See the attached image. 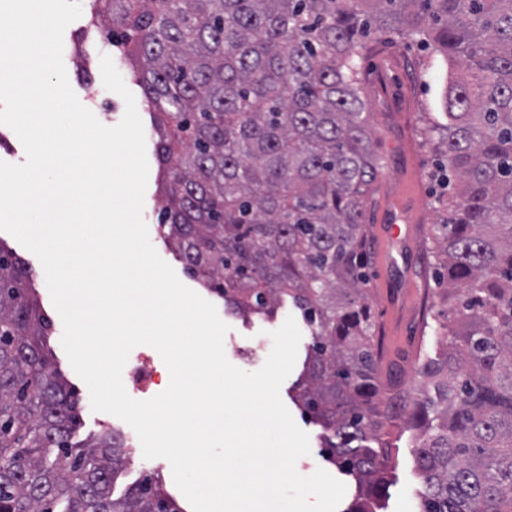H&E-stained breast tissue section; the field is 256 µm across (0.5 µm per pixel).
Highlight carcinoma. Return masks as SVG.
Masks as SVG:
<instances>
[{
  "mask_svg": "<svg viewBox=\"0 0 512 512\" xmlns=\"http://www.w3.org/2000/svg\"><path fill=\"white\" fill-rule=\"evenodd\" d=\"M101 21L154 114L159 227L188 275L244 319L300 311L292 400L355 482L347 512L379 509L394 427L365 293L384 163L355 61L371 35L448 61L443 119L423 129L443 156L431 255L448 333L405 421L420 512H512V0H93ZM50 329L0 247V512H180L149 477L114 495L123 436L72 442Z\"/></svg>",
  "mask_w": 512,
  "mask_h": 512,
  "instance_id": "1",
  "label": "carcinoma"
}]
</instances>
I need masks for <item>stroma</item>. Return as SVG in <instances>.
Returning <instances> with one entry per match:
<instances>
[{"instance_id":"1","label":"stroma","mask_w":512,"mask_h":512,"mask_svg":"<svg viewBox=\"0 0 512 512\" xmlns=\"http://www.w3.org/2000/svg\"><path fill=\"white\" fill-rule=\"evenodd\" d=\"M91 4L92 0H81L80 18L64 32L63 61L79 101L101 123L113 126L121 120L125 103L102 83L100 57L110 51L109 34L104 26L90 25ZM374 47V52L362 59L361 66L373 141L386 168L373 187L366 214L370 252L366 296L384 349L381 373L395 379L400 391L406 393L415 387L417 368L440 349V323L434 314L442 310L443 304L441 291L431 279L428 249L431 226L438 219L432 207L437 187L429 177L436 157L423 145L419 126L422 113L443 109L448 67L443 59L429 56L427 49L416 42L380 39ZM146 150L150 158L143 218L150 241L178 278L190 287L194 281L185 272L178 253L157 233L165 197L157 189L159 170L153 156L154 136H147ZM387 224L401 228L396 243H388L383 235ZM0 246L28 264L40 306L52 321L53 361L80 399L82 424L73 435L74 441H88L105 429L126 437L128 463L117 476L115 491L123 492L148 471L159 476L164 489L176 496L182 512H192L188 500L179 494L168 461L144 459L140 441L129 425L113 415L92 411L88 388L72 369L61 345L62 322L52 304L38 258L4 231H0ZM213 303L229 326L224 338L228 360L249 372L264 364L272 347L270 331L278 329L284 318L294 313L293 307L286 304L271 320H245L224 312L223 299L214 298ZM390 441L393 468L381 512H419L423 484L413 454L416 432L407 425H399L393 429Z\"/></svg>"}]
</instances>
